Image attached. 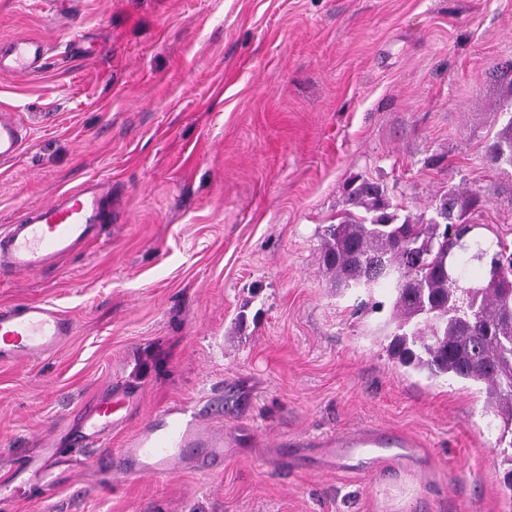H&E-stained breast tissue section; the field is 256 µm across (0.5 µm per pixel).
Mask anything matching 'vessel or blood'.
<instances>
[{
	"instance_id": "b4317fda",
	"label": "vessel or blood",
	"mask_w": 512,
	"mask_h": 512,
	"mask_svg": "<svg viewBox=\"0 0 512 512\" xmlns=\"http://www.w3.org/2000/svg\"><path fill=\"white\" fill-rule=\"evenodd\" d=\"M45 48L40 39L21 38L0 54V72L12 75L39 69ZM26 139L15 115L0 112V161L12 159ZM102 188L88 182L60 192L49 203L19 215L0 230V272L37 274L82 252L102 236ZM69 318L40 302L0 307V362L38 358L51 353L71 335ZM133 401L125 387H114L83 413L81 445L92 444L124 419ZM224 433L188 416L186 407L166 408L139 427L117 452L105 454L106 468L126 479L162 478L181 468L218 469L224 465ZM68 455L47 448L27 460L21 475L41 488L58 483Z\"/></svg>"
}]
</instances>
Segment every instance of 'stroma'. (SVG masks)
Instances as JSON below:
<instances>
[{"label":"stroma","instance_id":"stroma-1","mask_svg":"<svg viewBox=\"0 0 512 512\" xmlns=\"http://www.w3.org/2000/svg\"><path fill=\"white\" fill-rule=\"evenodd\" d=\"M20 36L47 53L0 76L30 128L0 163V227L89 180L112 220L54 270L0 275V307L73 324L0 363V480L73 447L111 387L136 399L53 495L23 484L0 512H512L484 390L393 362L386 293L362 304L320 259L356 175L415 217L479 193L469 223L512 245V168L485 158L512 119L492 76L512 0H0V43ZM179 404L229 433L223 469L101 467ZM352 432L414 455L325 468L322 442Z\"/></svg>","mask_w":512,"mask_h":512}]
</instances>
